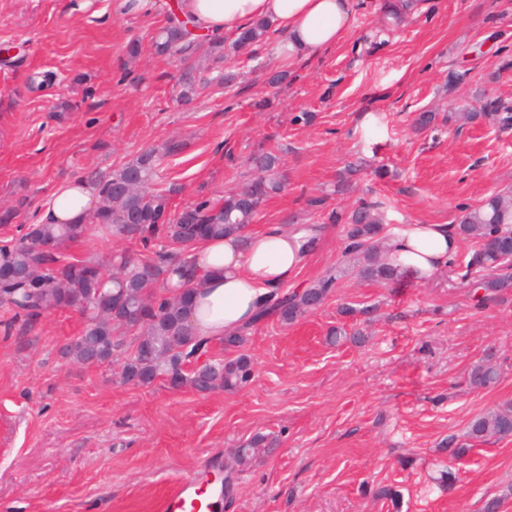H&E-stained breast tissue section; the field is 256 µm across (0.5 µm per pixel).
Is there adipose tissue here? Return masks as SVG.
Instances as JSON below:
<instances>
[{
    "mask_svg": "<svg viewBox=\"0 0 512 512\" xmlns=\"http://www.w3.org/2000/svg\"><path fill=\"white\" fill-rule=\"evenodd\" d=\"M178 8L199 33L239 34L269 21L275 49L289 59L310 58L333 47L348 30L353 0H179ZM99 205L85 177L58 183L40 215L44 224H80ZM309 229L271 227L247 238L207 239L187 255L198 286L188 322L200 336L221 339L249 327L265 296L294 278L313 247ZM396 265L426 279L448 266L459 248L452 224H408L389 242Z\"/></svg>",
    "mask_w": 512,
    "mask_h": 512,
    "instance_id": "ef3b65f1",
    "label": "adipose tissue"
}]
</instances>
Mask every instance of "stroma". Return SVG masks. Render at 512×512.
Wrapping results in <instances>:
<instances>
[{
  "instance_id": "35a3bbf8",
  "label": "stroma",
  "mask_w": 512,
  "mask_h": 512,
  "mask_svg": "<svg viewBox=\"0 0 512 512\" xmlns=\"http://www.w3.org/2000/svg\"><path fill=\"white\" fill-rule=\"evenodd\" d=\"M383 0H354L347 32L310 60L283 61L273 40L209 63L210 84L189 105L177 98L178 58L147 51L164 11L117 17L112 0H0V240L25 233L62 180L110 173L144 150L181 143L166 161L172 203L220 199L271 149L288 185L260 208L251 231L323 228L296 282L341 259L344 227L332 210L380 201L384 234L406 224H450L460 207L512 186V130L457 127L449 112L478 93L512 100V0H425L406 24L384 26ZM144 44L129 57L128 45ZM233 71L231 88L214 77ZM275 70L286 84L269 85ZM464 73L452 85L448 75ZM76 104L60 111L61 102ZM310 123H293L301 112ZM435 123L415 131L418 113ZM362 170L349 191L336 179ZM126 241L90 233L68 260L111 269ZM478 245L464 240L431 279L389 284L346 273L324 304L293 324L257 323L244 347L252 380L233 392L172 390L164 380L123 382L122 363L86 366L64 354L85 319L65 310L30 326L0 307V512H162L164 498L196 473L224 465L254 434L273 456L239 471L224 512H512V438H466L474 417L512 403V293L477 302L460 275ZM371 308L365 339L333 340ZM492 358L498 381L469 386L471 366ZM468 451L450 460L448 436ZM454 477L446 492L441 468ZM388 486L399 504L374 499Z\"/></svg>"
}]
</instances>
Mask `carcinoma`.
I'll use <instances>...</instances> for the list:
<instances>
[{"mask_svg":"<svg viewBox=\"0 0 512 512\" xmlns=\"http://www.w3.org/2000/svg\"><path fill=\"white\" fill-rule=\"evenodd\" d=\"M410 4L411 0H386L384 15L400 24L411 14ZM165 20L152 49L157 55L174 53L188 61L179 79V96L189 103L202 70L190 59L202 43L173 8L165 9ZM269 31V24L253 22L233 46L259 43ZM478 102L479 109L465 106L450 113L448 119L461 126L488 121L501 130L512 129V102L482 98ZM175 151L174 144L163 152L146 151L107 175H86L97 186L100 198L90 217L92 224L147 251L137 259L120 253L112 272L117 283L106 280L99 265L90 260L62 259L67 245L84 238L91 224H31L21 238L3 241L0 263L16 269L20 278L0 280V306L12 313V319L24 322L59 309H76L86 315L88 324L82 336L66 348V354L78 363L88 364L93 357L99 363L122 357V374L128 381L147 384L162 378L173 389L190 386L202 393L233 391L250 380L251 358L245 354L217 358L213 347L220 343L225 348H238L245 344L247 330L219 342L190 330L187 304L195 284L185 283L189 269L181 259L206 238L247 233L263 202L283 190L285 175L280 170V157L272 150L262 151L252 158L261 175L220 202L203 198L177 210L171 206L176 189L159 182L165 157ZM332 220L346 225L341 264L300 291L268 295L257 320L276 315L286 323L296 321L322 305L338 277L351 268L367 280L398 278V270L386 261L380 202L365 200L346 215L333 214ZM456 231L460 238L479 243L461 279L477 278L484 301L511 293L512 189L495 193L477 206L462 208ZM156 283L163 292L152 291ZM127 335L135 336L130 348L125 344ZM498 377L497 365L482 361L471 369L469 382L475 388H485ZM468 437L475 441L511 438L512 405L474 418ZM273 450L263 435L254 436L237 449L232 460L224 464V495L233 494L236 469L262 461Z\"/></svg>","mask_w":512,"mask_h":512,"instance_id":"cac0c4a2","label":"carcinoma"}]
</instances>
